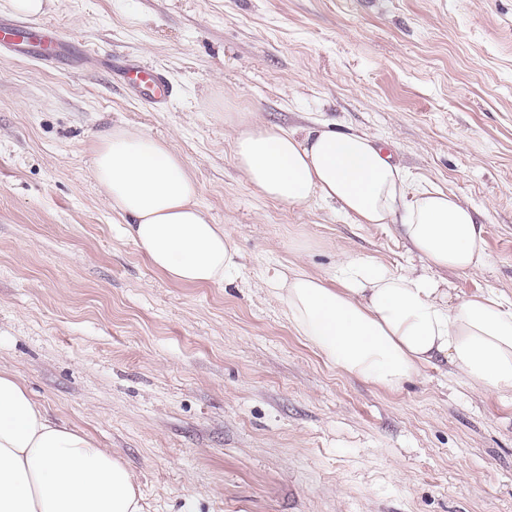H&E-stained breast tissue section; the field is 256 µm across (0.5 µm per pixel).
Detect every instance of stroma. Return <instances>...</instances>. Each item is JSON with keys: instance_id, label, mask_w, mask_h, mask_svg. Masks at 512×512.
I'll return each mask as SVG.
<instances>
[{"instance_id": "35a3bbf8", "label": "stroma", "mask_w": 512, "mask_h": 512, "mask_svg": "<svg viewBox=\"0 0 512 512\" xmlns=\"http://www.w3.org/2000/svg\"><path fill=\"white\" fill-rule=\"evenodd\" d=\"M56 67L0 49V369L134 471L147 512H512V392L437 364L389 390L298 336L271 283L402 271L393 224L256 195L228 112L383 141L412 187L471 204L488 262L458 292L512 301V0H47ZM127 60L166 70L156 109ZM121 125L168 141L236 245L221 285L177 284L91 173Z\"/></svg>"}]
</instances>
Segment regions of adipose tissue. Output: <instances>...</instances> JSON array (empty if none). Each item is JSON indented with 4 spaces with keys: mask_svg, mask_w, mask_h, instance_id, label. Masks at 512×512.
Masks as SVG:
<instances>
[{
    "mask_svg": "<svg viewBox=\"0 0 512 512\" xmlns=\"http://www.w3.org/2000/svg\"><path fill=\"white\" fill-rule=\"evenodd\" d=\"M233 159L253 191L291 206L318 198L360 224H396L420 269L394 272L361 257L336 267L339 288L304 272L274 286L296 333L348 374L397 389L445 362L484 391H512V302L496 292H452L437 270L487 262L474 208L412 187L377 139L313 128L299 133L228 112ZM91 172L127 236L179 284L220 285L235 265L222 225L198 201L182 157L124 126L99 134ZM134 473L111 449L54 421L10 371L0 370V512H144Z\"/></svg>",
    "mask_w": 512,
    "mask_h": 512,
    "instance_id": "obj_1",
    "label": "adipose tissue"
}]
</instances>
